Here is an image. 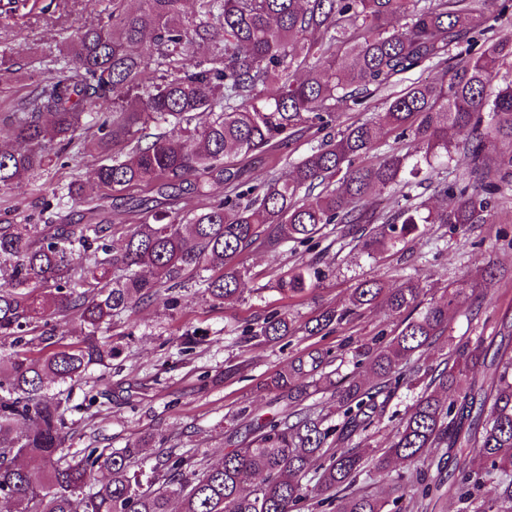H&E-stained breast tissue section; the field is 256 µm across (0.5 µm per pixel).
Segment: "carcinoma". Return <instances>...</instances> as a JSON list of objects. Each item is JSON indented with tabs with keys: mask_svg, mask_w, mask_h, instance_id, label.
Returning <instances> with one entry per match:
<instances>
[{
	"mask_svg": "<svg viewBox=\"0 0 512 512\" xmlns=\"http://www.w3.org/2000/svg\"><path fill=\"white\" fill-rule=\"evenodd\" d=\"M106 19L65 43L58 68L33 91L19 112L0 116L9 141L0 143V191L24 176L42 174L53 159L73 150L99 160V187L118 198L132 188L165 197L143 221L122 228L116 250L112 224H0V339L14 352L0 358V497L14 512H298L313 490L335 512H387L395 488L353 490L371 466L392 459L425 461L443 448L442 463L455 479L448 493L473 512H512V319L501 318L493 336L458 346L443 368H428L423 392L403 417L387 451L368 459L345 448L384 412L392 390L415 381L402 361L431 343L448 323L463 289L448 285V299L418 316L420 280L385 288L361 282L349 307L326 309L304 325L317 336L363 308L406 314L388 343L361 340L354 367L366 366L376 383L349 377L334 391L340 427L301 406L307 389L329 378L328 350L310 347L270 380L291 403L281 419L256 427L255 439L224 453L216 468L167 454L153 467L162 484L143 488L139 444L105 453L86 448L62 462L65 412L75 384L93 366L115 356L103 336L112 320L156 293L195 283L222 304L241 292L249 271L237 258L258 240L275 248L306 245L323 227L361 224L362 248L375 251L429 224L465 227L486 220L512 182V156L491 160L486 144L512 141V82L492 87L495 74L512 68V30L504 29L473 53L476 27L494 29L487 0H110ZM65 7L64 0H0V24L16 25ZM151 36L147 56L132 48ZM440 69L435 80L391 88L404 74ZM386 91L385 111L329 135L285 177L258 184L242 178L243 165L305 129H331L336 113ZM413 136L421 154L379 152L381 131ZM461 141L468 168L462 178L439 181L434 194L448 198L441 212L414 202L411 189L422 165L448 166L452 142ZM338 179L340 188L331 187ZM223 183L224 197L210 186ZM389 188L405 200L393 218L378 222L358 202L370 190ZM184 194L199 204L177 208ZM318 271L304 263L279 281L285 294L314 287ZM78 320L76 342L59 334ZM286 313L265 318L259 336L288 335ZM493 354H488V351ZM22 457L52 463L37 476ZM318 474L313 489L304 480ZM99 473L105 479L91 486ZM417 491L430 497L441 483L417 471ZM496 485L491 509L478 505Z\"/></svg>",
	"mask_w": 512,
	"mask_h": 512,
	"instance_id": "1",
	"label": "carcinoma"
}]
</instances>
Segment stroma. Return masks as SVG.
<instances>
[{"label": "stroma", "mask_w": 512, "mask_h": 512, "mask_svg": "<svg viewBox=\"0 0 512 512\" xmlns=\"http://www.w3.org/2000/svg\"><path fill=\"white\" fill-rule=\"evenodd\" d=\"M108 6L109 0H68L60 15L0 27V47L9 48L19 64L0 76V107L21 106L34 86L50 76L61 36L98 24ZM321 138L316 129L306 130L280 148L275 158L249 162L248 177L260 181L286 171ZM97 164L96 157L84 154L63 164L51 163L39 180L22 177L12 190L0 192V224L135 223L142 191L113 199L95 183ZM75 174L91 203L71 202L59 211L49 208L54 191ZM243 261L251 276L237 299L215 304L190 285L172 293L160 291L149 304L113 321L112 342L119 355L104 372L112 399L68 413V459H76L89 446L119 450L137 442L138 458L149 467L169 450L202 458L208 467L217 465L225 451L249 436L254 420L287 410V399L268 388L266 381L311 346L330 350L337 377L354 373L367 378V370H354L343 341L387 342L400 331L401 317L372 308L324 336L302 331L321 311L347 306L352 289L365 279L379 278L394 287L407 278H420L425 284L420 298L425 307L447 297L449 285L472 288V295L450 311L442 335L410 360L414 367L445 362L459 344L479 335L485 319L512 317V199L502 201L486 222L462 230L432 224L424 237L410 236L371 254L342 226L330 225L310 247L287 242L272 250L258 243ZM301 262L314 264L321 278L304 296L285 295L277 281ZM173 297L178 300L174 306L169 303ZM276 312L292 318V333L275 342L252 336V329ZM185 333L196 334L198 340L188 352L179 345ZM420 390L417 383L400 385L379 422L355 436L352 448L368 456L381 454ZM414 478V470L399 462L380 476L361 473L355 488L372 492L382 484L398 487L404 512H462V504L444 488L434 498H419L412 486Z\"/></svg>", "instance_id": "35a3bbf8"}]
</instances>
